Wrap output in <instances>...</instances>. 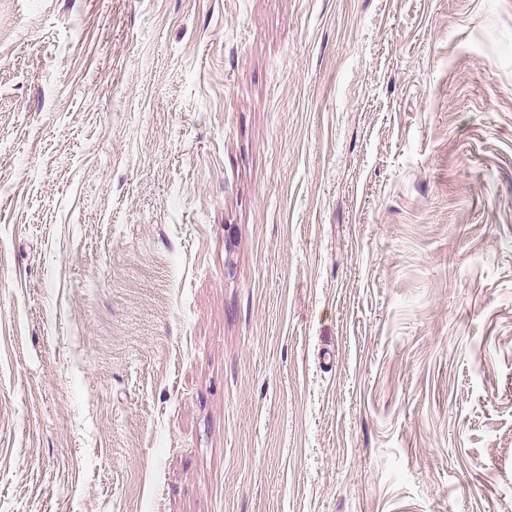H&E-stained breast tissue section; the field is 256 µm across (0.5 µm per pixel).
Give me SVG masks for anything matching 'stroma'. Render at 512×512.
I'll use <instances>...</instances> for the list:
<instances>
[{"mask_svg":"<svg viewBox=\"0 0 512 512\" xmlns=\"http://www.w3.org/2000/svg\"><path fill=\"white\" fill-rule=\"evenodd\" d=\"M0 512H512V0H0Z\"/></svg>","mask_w":512,"mask_h":512,"instance_id":"obj_1","label":"stroma"}]
</instances>
